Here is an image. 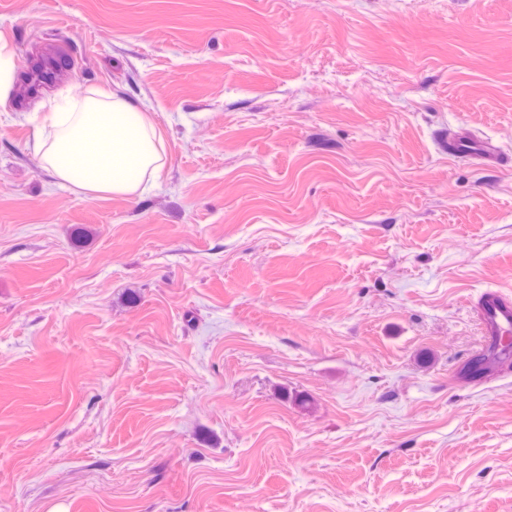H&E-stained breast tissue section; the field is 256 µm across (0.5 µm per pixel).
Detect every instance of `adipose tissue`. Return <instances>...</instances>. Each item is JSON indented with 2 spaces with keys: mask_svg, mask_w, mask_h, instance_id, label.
Wrapping results in <instances>:
<instances>
[{
  "mask_svg": "<svg viewBox=\"0 0 512 512\" xmlns=\"http://www.w3.org/2000/svg\"><path fill=\"white\" fill-rule=\"evenodd\" d=\"M33 155L85 196L140 195L167 163L162 131L148 112L103 88L69 97L37 128Z\"/></svg>",
  "mask_w": 512,
  "mask_h": 512,
  "instance_id": "obj_1",
  "label": "adipose tissue"
}]
</instances>
